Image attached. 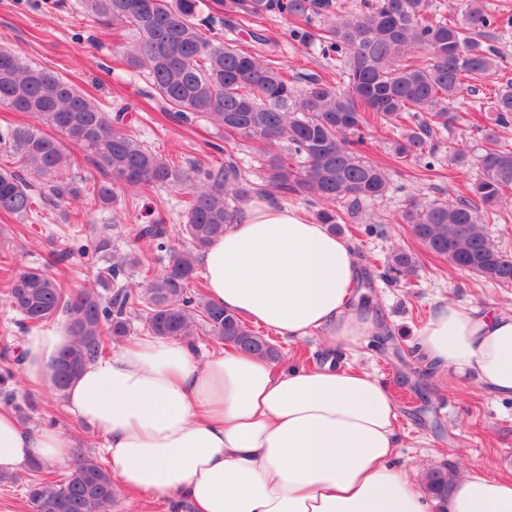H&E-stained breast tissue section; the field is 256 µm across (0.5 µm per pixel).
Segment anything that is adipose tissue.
Here are the masks:
<instances>
[{
	"label": "adipose tissue",
	"mask_w": 512,
	"mask_h": 512,
	"mask_svg": "<svg viewBox=\"0 0 512 512\" xmlns=\"http://www.w3.org/2000/svg\"><path fill=\"white\" fill-rule=\"evenodd\" d=\"M200 264L211 302L288 341L352 351L375 327L353 303L352 245L295 206L254 202ZM70 342L62 324L26 331L27 382L54 387ZM417 346L444 382L512 400V313L440 301ZM64 404L103 436L121 486L170 512H430L414 470L394 463L396 400L362 369L277 367L234 348L201 359L188 340L146 336L87 364ZM72 453L62 431H29L0 404V473ZM448 512H512V479L455 476Z\"/></svg>",
	"instance_id": "1"
}]
</instances>
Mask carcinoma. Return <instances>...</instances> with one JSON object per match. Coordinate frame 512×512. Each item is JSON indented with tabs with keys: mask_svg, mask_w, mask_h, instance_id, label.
Returning a JSON list of instances; mask_svg holds the SVG:
<instances>
[{
	"mask_svg": "<svg viewBox=\"0 0 512 512\" xmlns=\"http://www.w3.org/2000/svg\"><path fill=\"white\" fill-rule=\"evenodd\" d=\"M462 2V16L429 20L430 0H359L346 14L332 13L331 0H83L92 22L131 28L123 56L128 67L147 74L165 111L182 121L206 118L224 132V163L215 168H182L145 147L126 128V113L105 110L59 74L0 48V108L32 118L0 134V154L18 162L10 169L0 166V212L20 218L35 214L29 175L41 179L50 200L60 203L85 191L107 207L119 188L141 192L164 185L183 187L189 195L180 228L186 245L170 246L158 222L138 231L157 251L169 252L156 274L144 251L112 261L111 233L85 217L81 223L88 225L94 250L107 263L95 284L67 289L38 267L14 275L6 302L20 315V324L67 318L73 343L62 357L70 373L55 388L63 390L86 364L105 354L108 344L130 334L126 314L131 311L143 313L151 336L191 341L202 331L277 361L275 344L201 293L196 253L223 236L256 195L273 201L303 195L317 206L316 221L333 230L343 221L336 206L354 214L382 198L390 186L387 166L365 159L359 149L363 131L372 127L405 130L393 142V162L422 161L425 170H434L430 158L456 121L451 105L477 78H497L493 94L473 104L486 113V123L477 126L479 178L456 187L450 201L410 202L401 220L452 265L491 284H512V254L498 249L478 224L479 208L491 212L512 205V147L502 141V132L512 128V79L501 75L504 56L483 41L491 27L512 28V15L489 13L485 0ZM270 16L286 20L292 40L336 57V74L310 76L299 86L260 55L204 36L219 22L243 28L251 41L262 43L265 36L254 24ZM235 138L259 144L263 183L246 178L227 148ZM66 141L94 170L80 184L67 171ZM281 143L288 145L285 155L273 151ZM415 264L412 254L394 251L381 277L399 281ZM126 267L141 268L144 284L105 296ZM427 489L448 499V468L430 469ZM27 498L32 512H112L116 489L103 464L82 455L64 478L28 484Z\"/></svg>",
	"mask_w": 512,
	"mask_h": 512,
	"instance_id": "carcinoma-1",
	"label": "carcinoma"
}]
</instances>
